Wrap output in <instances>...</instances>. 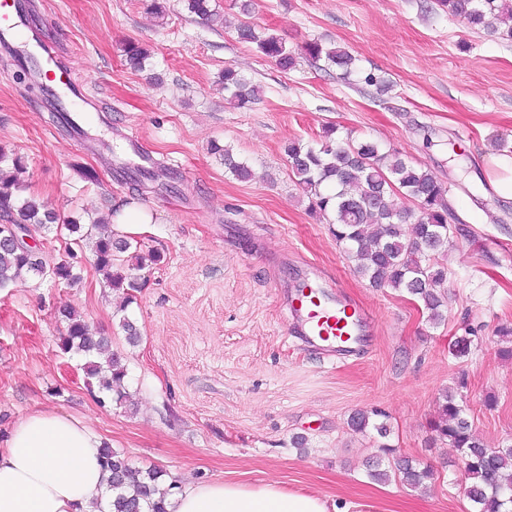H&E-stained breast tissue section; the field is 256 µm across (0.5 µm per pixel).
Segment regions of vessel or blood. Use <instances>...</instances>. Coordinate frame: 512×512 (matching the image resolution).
<instances>
[{
	"instance_id": "b4317fda",
	"label": "vessel or blood",
	"mask_w": 512,
	"mask_h": 512,
	"mask_svg": "<svg viewBox=\"0 0 512 512\" xmlns=\"http://www.w3.org/2000/svg\"><path fill=\"white\" fill-rule=\"evenodd\" d=\"M23 24L16 0H0V40L21 36ZM288 306L302 338L329 355L356 351L370 332L367 312L351 307L340 294L331 298L314 288H299L291 294Z\"/></svg>"
}]
</instances>
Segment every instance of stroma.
Returning <instances> with one entry per match:
<instances>
[{
	"mask_svg": "<svg viewBox=\"0 0 512 512\" xmlns=\"http://www.w3.org/2000/svg\"><path fill=\"white\" fill-rule=\"evenodd\" d=\"M31 2L51 22L37 37L55 43L89 107L75 115L79 132L64 131L41 90L0 65V146L23 160V196L84 223L144 206L156 221L129 238L160 259L138 271L129 304L85 246L76 286L31 277L0 290V440L24 416L52 410L169 477L276 481L339 512H472L459 453L429 423L462 376L477 434L492 448L512 444V358L498 334L512 325V200L491 184L493 158L512 150V40L474 32L435 0H255L249 22L300 55L285 72L238 40L235 0H212L223 26L184 0H170L163 25L142 0ZM130 39L151 49L150 71L126 65ZM313 40L345 47L391 90L341 81L302 57ZM228 64L262 89L248 108L224 99ZM329 127L399 152L448 187L456 219L441 322L405 293L370 287L308 212L284 148ZM214 141L248 161L250 180L225 173ZM146 154L155 178L136 190L124 171ZM302 283L342 290L370 314L367 350L333 360L291 337L286 303ZM64 304L111 338L127 367V405L99 404L82 359L61 349ZM125 317L138 345L125 340ZM471 328L469 355L454 358L451 342ZM376 410L388 437L352 430L354 413ZM385 444L431 466L433 478L420 489L371 480L367 463Z\"/></svg>",
	"mask_w": 512,
	"mask_h": 512,
	"instance_id": "35a3bbf8",
	"label": "stroma"
}]
</instances>
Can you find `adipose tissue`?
I'll return each instance as SVG.
<instances>
[{"mask_svg": "<svg viewBox=\"0 0 512 512\" xmlns=\"http://www.w3.org/2000/svg\"><path fill=\"white\" fill-rule=\"evenodd\" d=\"M103 438L82 419L36 411L0 444V512H98L108 474ZM175 512H328L324 498L270 481L249 488L223 481L180 483Z\"/></svg>", "mask_w": 512, "mask_h": 512, "instance_id": "adipose-tissue-1", "label": "adipose tissue"}]
</instances>
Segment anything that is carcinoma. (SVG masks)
I'll list each match as a JSON object with an SVG mask.
<instances>
[{
  "instance_id": "carcinoma-1",
  "label": "carcinoma",
  "mask_w": 512,
  "mask_h": 512,
  "mask_svg": "<svg viewBox=\"0 0 512 512\" xmlns=\"http://www.w3.org/2000/svg\"><path fill=\"white\" fill-rule=\"evenodd\" d=\"M437 6L452 16L463 19L476 32L495 34L498 24L511 22L504 36L512 39V0H436ZM189 13L207 22L220 15L212 9L211 0H186ZM243 43L256 45L258 51L283 70L293 69L297 56L286 42L273 34H263L245 22L236 27ZM306 53L313 60H324L336 68L346 81L354 72L356 58L342 47L325 48L318 41L306 44ZM126 65L142 71L151 58V51L138 41L123 46ZM225 100L235 108L250 106L260 97V87L231 65L224 67L220 78ZM60 105L51 112L50 120L77 131L78 124L70 110ZM336 130L325 131L315 145L291 142L285 148L291 171L308 201V209L331 224L336 242L345 246L357 261L355 271L365 277L373 288L404 291L428 311L434 322L443 320L448 302L445 291L448 269L439 261L447 251L449 220L454 212L449 189L428 171L405 160L394 151L384 150L371 140L355 141L350 136L333 137ZM211 151L224 161L225 170L239 181L251 179L247 162L234 158L230 149L212 144ZM21 158L0 147V229L7 225L20 228L30 236L58 226L80 241L92 244L94 266L107 273L116 289L139 288L132 271L143 268L146 260L158 255L135 256L129 268L114 267V253H124L130 243L114 233L105 217L81 224L50 209L44 201L29 196L20 205L15 197L19 182L9 168H19ZM400 197L414 204L410 209L397 207L393 199ZM78 256L68 250L67 258L49 265L32 247L0 246V289L21 283L34 274L58 283L74 285L80 280L75 273ZM60 314L67 322L60 346L85 360L88 387H97L98 402L109 397L117 402L127 399V369L119 353L112 351L111 339L92 332L85 318L74 307L65 305ZM353 430L371 428L385 438L389 428L385 422L370 423L369 416L355 413L350 418ZM435 436L449 442L461 454L465 474V492L474 512H512V445L490 448L473 430L472 422L460 393L453 389L438 398L437 417L431 425ZM382 454L373 457L368 476L378 482L397 479L411 487L423 485L433 475L429 467L395 454L384 445ZM104 468L110 473L113 492L108 512H169L167 493L160 491L163 473L145 471L132 466L125 454L108 446L99 449Z\"/></svg>"
}]
</instances>
